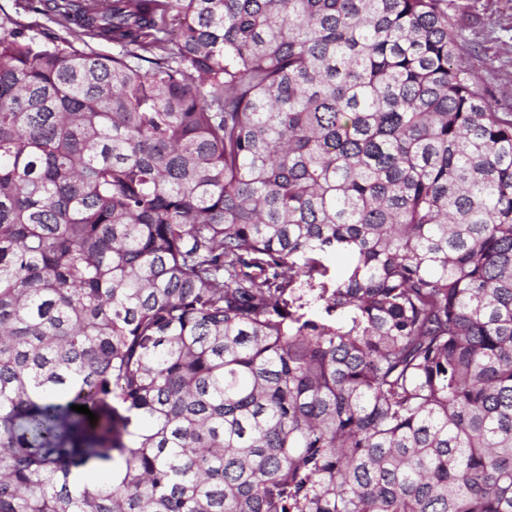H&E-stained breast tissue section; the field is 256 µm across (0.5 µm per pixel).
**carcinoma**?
<instances>
[{"mask_svg": "<svg viewBox=\"0 0 512 512\" xmlns=\"http://www.w3.org/2000/svg\"><path fill=\"white\" fill-rule=\"evenodd\" d=\"M29 10L0 512H512V112L451 0Z\"/></svg>", "mask_w": 512, "mask_h": 512, "instance_id": "cac0c4a2", "label": "carcinoma"}]
</instances>
